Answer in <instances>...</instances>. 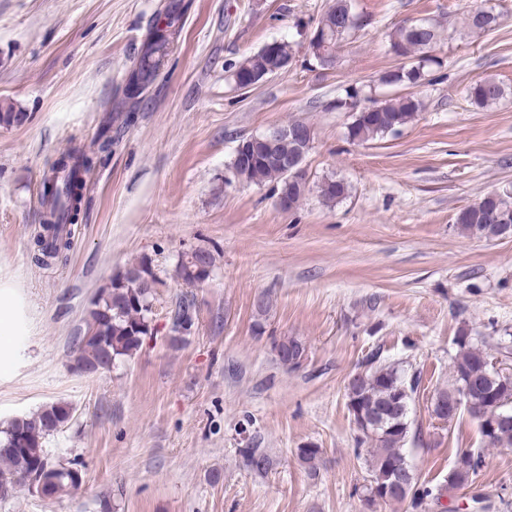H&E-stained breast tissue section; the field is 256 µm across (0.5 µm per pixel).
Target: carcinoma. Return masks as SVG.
<instances>
[{
	"mask_svg": "<svg viewBox=\"0 0 512 512\" xmlns=\"http://www.w3.org/2000/svg\"><path fill=\"white\" fill-rule=\"evenodd\" d=\"M182 0H166L161 16L167 19L169 33L157 34L152 26L140 43L134 67L141 83L152 86L160 75L165 61L177 44L182 15L176 12ZM344 10L343 0L335 3L322 14L318 24L331 31L333 47L339 48L350 33L339 28V15ZM438 34L431 29L414 33L403 26L396 27L389 35L390 47L407 60V65L395 67L382 77V83L390 86L415 85L423 81L425 69L435 62L431 55ZM265 67L258 53L246 57L232 72V80H242L248 68ZM469 97L478 105H488L503 94V88L493 80L472 85ZM127 111L118 112L115 118L122 124H130L135 118L134 110L141 98L123 93ZM359 96L367 102L366 113L355 112L348 126V138L366 142L388 134H395L409 124L421 111L423 102L414 96H397L379 99L362 86L351 85L336 98L333 108L345 110L348 99ZM299 151L295 142L283 140L273 149L249 148L243 159L232 162L235 178L239 181L262 185L276 184L278 195L288 199V209L300 203L305 189L288 181L279 161ZM95 165V157L80 150L68 151L50 167L41 186L43 208L41 230L36 236L33 260L48 266L65 254L71 247L72 229L80 210L85 177ZM349 186L333 178L320 185V197L326 204L343 199ZM512 209L505 197L495 202L483 198L467 206L456 216V223L472 234L488 237L499 236L500 224L497 215L504 209ZM207 259L199 267L192 260V253L181 256L175 274L186 284L206 281L214 266L211 251L201 250ZM160 284L156 274L144 261L112 276L91 302L83 334L73 337L74 361L89 373L109 370L118 361L133 356L141 349L146 337L154 334L152 327V300L155 288ZM196 306L192 299L183 298L176 303L169 330V342L176 344L190 334L194 326ZM459 351L452 367V384L436 392L439 400L450 402L469 388L468 396L472 410L478 412L487 423L496 421L502 414L512 415V377H507L482 363L488 353L473 345L469 338L457 340ZM279 360L301 359L305 349L296 339L286 338L276 345ZM418 375L406 378L394 365H370V368L349 380L347 407L361 437L359 443L374 445L368 463L370 480L365 486L369 500H374L378 485L388 483V472L392 465L406 461L405 444L410 433L409 400L407 392L414 391ZM72 418V408L64 403H51L39 411L12 419L0 430V477L6 476L18 487H26L32 480H43L49 486L52 497L75 490L82 481L81 472L71 464L51 460L45 448L46 439L60 430ZM483 438L493 448L512 447V423L497 424L490 431L480 429ZM467 458L454 463L442 485L431 486L417 479L391 494L392 501H406L412 512H424L430 504H439L446 493L465 487L482 464L479 451L464 450Z\"/></svg>",
	"mask_w": 512,
	"mask_h": 512,
	"instance_id": "obj_1",
	"label": "carcinoma"
}]
</instances>
